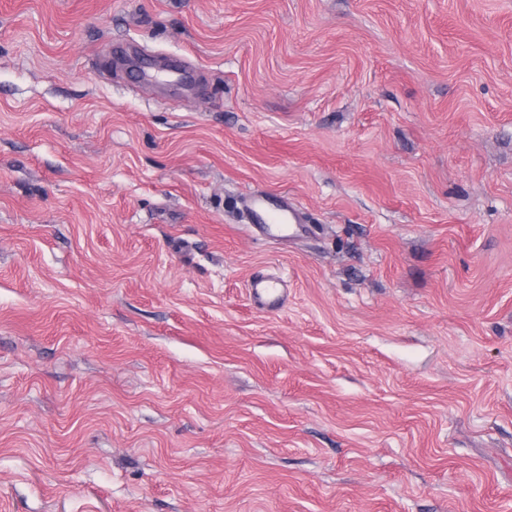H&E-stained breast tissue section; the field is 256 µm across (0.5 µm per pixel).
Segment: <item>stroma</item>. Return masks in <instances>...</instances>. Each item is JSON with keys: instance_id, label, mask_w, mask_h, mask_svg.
Returning <instances> with one entry per match:
<instances>
[{"instance_id": "35a3bbf8", "label": "stroma", "mask_w": 512, "mask_h": 512, "mask_svg": "<svg viewBox=\"0 0 512 512\" xmlns=\"http://www.w3.org/2000/svg\"><path fill=\"white\" fill-rule=\"evenodd\" d=\"M1 497L512 512V0H0ZM244 202L248 206V222L250 224H262L266 227L270 226L268 230L271 234V226H276L281 230H299L300 225H298L295 220L299 217V213L296 209H294L295 216H293L292 211L286 204L272 208L267 199L256 195L244 199ZM250 294L260 310L278 311L288 301L287 281L272 275L255 274L250 280Z\"/></svg>"}]
</instances>
